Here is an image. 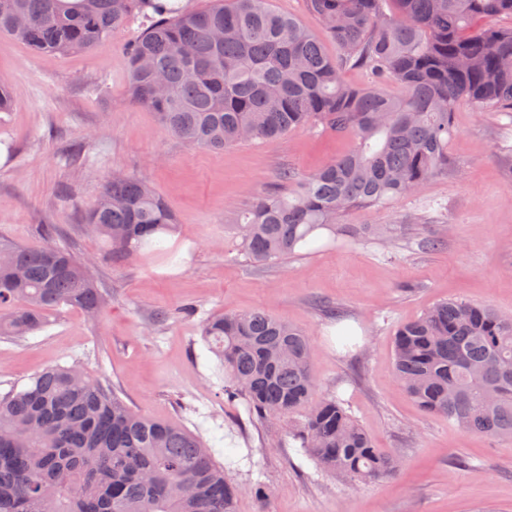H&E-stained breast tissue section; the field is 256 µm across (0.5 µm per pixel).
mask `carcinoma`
I'll use <instances>...</instances> for the list:
<instances>
[{"label":"carcinoma","mask_w":512,"mask_h":512,"mask_svg":"<svg viewBox=\"0 0 512 512\" xmlns=\"http://www.w3.org/2000/svg\"><path fill=\"white\" fill-rule=\"evenodd\" d=\"M322 41L268 0H217L179 12L157 0H0V35L36 56L89 51L138 22L128 45V94L190 147L221 151L312 126L352 138L313 174L256 197L231 223L246 255L274 264L333 231L353 208L384 210L455 170L452 111L464 99L512 109V0H307ZM357 66L372 82L345 84ZM400 84L394 97L383 85ZM87 225L125 260L162 250L174 213L142 179L107 181ZM50 242H0V337L38 331L63 306L107 303L87 268ZM224 369V396L288 427L315 468L370 481L397 461L335 396H316L310 334L255 309L204 322ZM395 376L426 414L512 443V317L462 300L400 325ZM239 489L213 450L175 421L133 410L108 384L55 365L0 398V512H236Z\"/></svg>","instance_id":"carcinoma-1"}]
</instances>
